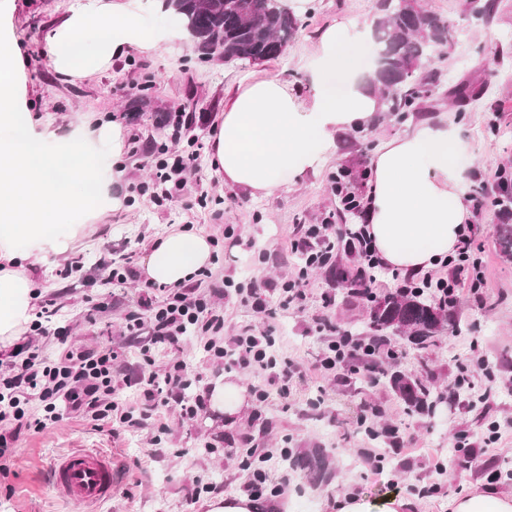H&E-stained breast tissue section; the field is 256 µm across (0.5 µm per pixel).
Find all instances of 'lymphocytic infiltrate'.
<instances>
[{
    "label": "lymphocytic infiltrate",
    "mask_w": 512,
    "mask_h": 512,
    "mask_svg": "<svg viewBox=\"0 0 512 512\" xmlns=\"http://www.w3.org/2000/svg\"><path fill=\"white\" fill-rule=\"evenodd\" d=\"M130 155L154 158L156 173L151 182L138 188L159 208H169L181 191L186 172L195 163L196 154L169 151L168 148L130 138ZM323 224L302 225L285 247L287 253L304 259L307 266L334 265L337 247L358 253L367 282L380 278L400 280L397 270L386 266L378 257L364 227H343L327 235ZM484 246L473 235L462 234L455 250L442 260L448 276L424 277L425 288L433 289L441 301H456L461 288L477 292L485 284L482 253ZM144 312L131 311L125 316L128 345L137 359V368L129 384L132 394L117 393L112 384V368L122 354L114 349L73 350L67 348L68 329L53 326V309L40 307L30 324L36 334H53L62 347L49 354L32 341L14 344L13 357L0 373V473L9 468L21 436L40 433L69 418H79L101 428L110 426L125 432L153 431L155 445H162L167 430L165 418L172 407H179L182 418L194 419L204 407L202 396H189L199 381L184 360L174 357L163 373L153 365L160 352H175L189 337L195 338L207 360L227 369L247 370L251 390L264 398L269 386L288 394L294 374L301 364L296 352L283 341L249 323L238 330L232 340L224 338V312L213 295L195 288H170L162 303L145 299ZM278 449H268L263 457L246 451L240 464L251 470L247 490L254 498L278 495L269 487L268 471L281 458Z\"/></svg>",
    "instance_id": "1"
}]
</instances>
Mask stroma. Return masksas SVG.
<instances>
[{"label":"stroma","instance_id":"35a3bbf8","mask_svg":"<svg viewBox=\"0 0 512 512\" xmlns=\"http://www.w3.org/2000/svg\"><path fill=\"white\" fill-rule=\"evenodd\" d=\"M78 2L0 0V11L11 20V35L25 62L26 108L35 128H50L64 136L89 119L109 122L118 116L125 134L135 133L161 145L167 141L161 118L190 112L200 121L185 138L198 142L202 149L185 176L180 197L169 209H158L139 198L133 205L107 211L74 249L36 266L37 291L57 302L61 321L70 326L73 345L97 348L107 341L116 347L126 345L125 315L138 307L145 293L144 280L138 277L105 286L114 251L123 248L145 256L159 236L190 224L223 241L224 261L215 270L218 279L232 283L217 297L224 310L225 336H234L240 326L252 322L251 310L241 303L234 286L255 281L262 284V295L271 308L266 328L286 337L305 365H312L332 339L331 333L316 331L318 318L330 316L340 330L362 322L365 300L341 290L336 282L337 271L353 268L356 259L342 253L337 268L310 271L305 308L284 313L276 286L294 275L296 260L264 263L260 256L279 252L285 230L294 225L349 223L336 195L337 173L352 171L357 177L356 194L366 195L370 166L363 161V149H376L381 141L402 134L408 123L388 116L374 125L344 132L338 138L335 158L318 174L301 176L295 187L276 189L263 197L226 185L210 169L212 130L224 112L225 99L243 79L274 78L288 82L300 94H309L304 58L319 34L344 14L371 18L377 0H309L306 11L298 16L295 40L284 55L272 61L228 64L219 56L204 57L187 38L151 53L129 51L89 79L59 74L46 54L48 36ZM417 2L450 19L454 34L436 60L440 83L414 116L447 113L466 145L460 162L468 177L467 194L486 199L484 205L471 209V230L487 245L488 284L479 295L464 293L455 303L460 333L444 335L429 350L400 356L399 363L406 373L424 377L444 390L462 372L478 381L492 376L487 398L474 404H443L433 417L418 418L406 415L390 390L369 385L344 370L318 381L300 375L289 397L273 390L264 401H252L237 431L231 433L216 435L206 427L211 410L191 421L170 411L164 436L167 451L162 455L150 452L151 431L118 435L79 419H66L19 441L8 477L0 476V512H209L207 503L191 501L195 476L209 475L223 495L244 493L248 474L233 451L245 442L254 448L325 449L331 461L330 479L318 482L302 471H290V484L282 496L288 512H333V500L339 494L378 497L397 490L406 496L412 485L433 482L441 485L440 494L419 500L416 512H446L450 496L486 483L488 467L502 463L512 469V443L479 444L489 421L512 419V260L502 257L494 233L499 222L494 200L501 190L500 178L512 179V0H495V10L483 24L472 20L469 0ZM493 52L498 55L497 65L483 69V58ZM461 80L482 89L478 100L463 107L447 95ZM97 158L98 175L104 181L113 180V171L122 169L116 183L123 192L150 181L155 174L150 163L136 156L125 155L116 161L109 150L101 149ZM203 193L220 199L222 218H214L211 209L197 205ZM74 260L81 261V274L62 278L61 270ZM101 301L105 310L95 311ZM373 406L381 409V417L369 416ZM363 419L378 429L398 428L405 446L416 449V456L396 455L386 464L363 456V449L385 445L384 440L365 436L359 425ZM463 432L477 443L476 454L457 451L455 441ZM206 441L219 447V454L198 455V447ZM92 448L112 458L111 497L87 508L53 494L49 488L52 461ZM447 461L453 462L454 473H438L436 464Z\"/></svg>","mask_w":512,"mask_h":512}]
</instances>
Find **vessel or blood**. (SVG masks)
<instances>
[{"label":"vessel or blood","instance_id":"1","mask_svg":"<svg viewBox=\"0 0 512 512\" xmlns=\"http://www.w3.org/2000/svg\"><path fill=\"white\" fill-rule=\"evenodd\" d=\"M112 458L101 451H75L53 462L50 486L78 504L100 502L112 494Z\"/></svg>","mask_w":512,"mask_h":512}]
</instances>
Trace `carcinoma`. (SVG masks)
Here are the masks:
<instances>
[{
	"mask_svg": "<svg viewBox=\"0 0 512 512\" xmlns=\"http://www.w3.org/2000/svg\"><path fill=\"white\" fill-rule=\"evenodd\" d=\"M182 15L197 49L204 55L220 54L227 60L262 63L282 56L299 30V21L280 0H165ZM374 42L379 54L371 79L381 111L398 118L411 111L435 85L434 54L448 45L452 33L449 19L425 10L414 0H379ZM501 252L512 257V224L496 225ZM366 342L382 347L394 338L412 348L427 350L445 332L459 330L457 316L432 295L421 291H395L370 300ZM374 386L388 388L409 413L431 416L439 405L460 400L463 385L455 382L446 392L434 390L429 382L407 375L392 363L368 375ZM293 469L305 471L319 481L330 474L328 455L321 448L293 452L288 458Z\"/></svg>",
	"mask_w": 512,
	"mask_h": 512,
	"instance_id": "obj_1",
	"label": "carcinoma"
}]
</instances>
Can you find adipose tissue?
<instances>
[{
	"label": "adipose tissue",
	"mask_w": 512,
	"mask_h": 512,
	"mask_svg": "<svg viewBox=\"0 0 512 512\" xmlns=\"http://www.w3.org/2000/svg\"><path fill=\"white\" fill-rule=\"evenodd\" d=\"M374 23L345 17L323 31L305 63L312 93L303 98L288 83L259 79L241 84L225 103L212 132L209 164L225 184L267 193L318 172L335 156L341 132L369 123L379 100L369 88L370 72L352 62L351 49L372 39ZM180 25L152 26L136 0H87L71 11L47 39L57 72L85 78L108 68L135 48L157 50L182 37ZM22 61L8 29L0 27V345L10 346L31 319L33 281L23 256L39 260L72 250L85 232L73 224L56 227L76 208L88 219L125 204L97 173L95 146L120 158V125L100 123L71 138L35 132L23 110ZM464 149L447 117L414 121L403 135L381 144L372 161L364 220L388 266L423 274L453 252L471 211L466 178L457 157ZM212 240L202 229L175 230L158 237L141 262L145 278L181 287L209 265ZM204 394L234 429L248 407L246 389L232 376L207 382ZM336 512H413L414 502L390 492L376 498L349 494L335 499ZM449 512H512V494L472 488L448 501Z\"/></svg>",
	"instance_id": "adipose-tissue-1"
}]
</instances>
